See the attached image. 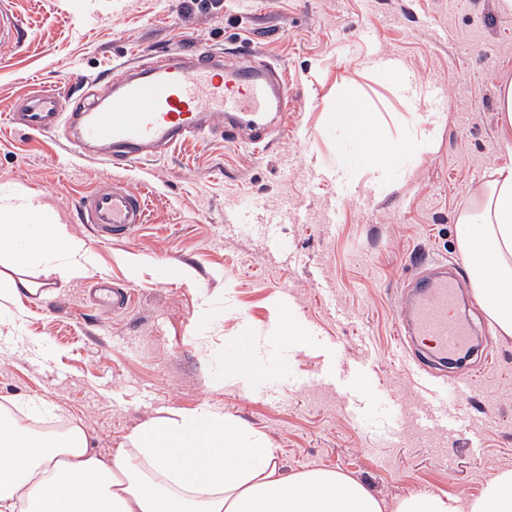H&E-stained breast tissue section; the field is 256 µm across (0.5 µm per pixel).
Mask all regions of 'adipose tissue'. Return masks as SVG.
I'll use <instances>...</instances> for the list:
<instances>
[{"label": "adipose tissue", "instance_id": "adipose-tissue-1", "mask_svg": "<svg viewBox=\"0 0 512 512\" xmlns=\"http://www.w3.org/2000/svg\"><path fill=\"white\" fill-rule=\"evenodd\" d=\"M373 164L397 154L374 134L375 118L339 100ZM27 196L0 207V254L62 279L91 272L86 243L67 225L45 224ZM457 245L473 291L498 333L512 335V165L496 168L477 206L461 211ZM45 405L26 396L0 405V512H512V470L490 478L478 497L416 495L392 505L338 470H284L261 435L243 434L223 413L159 418L136 430L111 459L99 457L77 425L36 432L25 416Z\"/></svg>", "mask_w": 512, "mask_h": 512}]
</instances>
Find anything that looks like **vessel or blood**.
I'll return each mask as SVG.
<instances>
[{
	"mask_svg": "<svg viewBox=\"0 0 512 512\" xmlns=\"http://www.w3.org/2000/svg\"><path fill=\"white\" fill-rule=\"evenodd\" d=\"M23 28L7 5H0V44H14ZM77 106L63 111L59 93L40 88L20 98L9 124L18 130L60 135L75 152L89 158L132 166L151 161L182 142L220 134L228 142L248 129L249 141L265 143L270 129H282L289 94L279 69L270 64L246 65L223 53L197 45L168 54L150 65L130 68L102 101H90L91 87L81 75ZM78 211L98 240L131 236L146 221L143 189L109 182L91 197L80 199ZM413 288L405 322L408 335L398 345L425 373L471 351L474 329L456 312L459 276L445 264L431 262L407 282ZM103 308L125 304L122 289L99 286L92 296Z\"/></svg>",
	"mask_w": 512,
	"mask_h": 512,
	"instance_id": "obj_1",
	"label": "vessel or blood"
}]
</instances>
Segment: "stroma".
<instances>
[{
    "instance_id": "stroma-1",
    "label": "stroma",
    "mask_w": 512,
    "mask_h": 512,
    "mask_svg": "<svg viewBox=\"0 0 512 512\" xmlns=\"http://www.w3.org/2000/svg\"><path fill=\"white\" fill-rule=\"evenodd\" d=\"M26 35L0 46V190L23 188L89 245L91 276L45 280L22 293L27 314H0V403L37 395L39 422L82 427L104 458L161 415L209 406L261 433L287 471L337 469L386 503L408 494L480 495L512 469V336L478 302L489 361L456 441L423 434L410 404L453 403L398 353L405 281L416 260L459 259L457 217L477 204L497 166L512 162L497 94L512 81V11L501 0H10ZM281 68L292 89L288 124L268 146L221 136L187 142L128 169L70 153L52 135L6 123L34 87L67 90L74 69L107 95L125 65L184 40ZM398 58L420 99L398 98ZM341 97L377 119V135L407 148L368 167ZM429 137H421V130ZM115 180L148 195V221L121 242L94 241L77 201ZM174 266L167 279L161 268ZM127 289L120 312L90 303L95 276ZM299 343L269 349L256 377L227 366L243 336L277 335L280 313ZM372 380L359 393L357 372ZM337 386L324 384L325 375Z\"/></svg>"
}]
</instances>
